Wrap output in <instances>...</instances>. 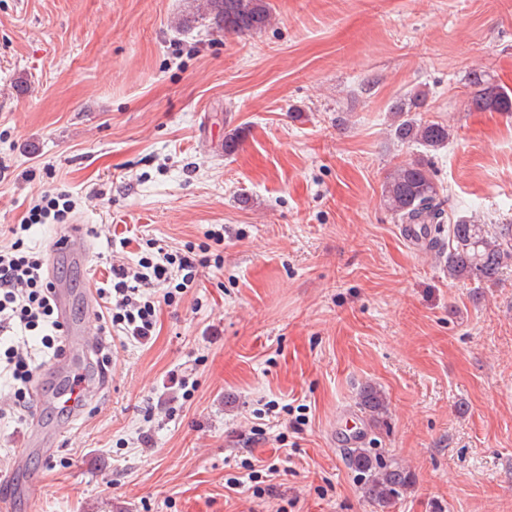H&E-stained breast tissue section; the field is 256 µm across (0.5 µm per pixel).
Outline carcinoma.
Instances as JSON below:
<instances>
[{
  "label": "carcinoma",
  "mask_w": 512,
  "mask_h": 512,
  "mask_svg": "<svg viewBox=\"0 0 512 512\" xmlns=\"http://www.w3.org/2000/svg\"><path fill=\"white\" fill-rule=\"evenodd\" d=\"M195 18L208 22L226 34L251 36L261 32L271 21L267 0H198ZM471 88L466 106L469 112H512V91L496 83L484 70L473 69L467 75ZM426 95L407 92L391 105L395 120L390 135L403 144L423 149L418 158L398 164L387 177L383 200L399 224H422L440 234L444 211L440 187L435 181L427 154L448 145L450 132L442 122L421 117ZM433 247L446 250L448 277L481 283L499 281L503 269L512 265V225L494 228L472 219H459L448 227V244L434 238ZM359 406L373 423L387 414L386 397L373 385L359 393ZM349 461L361 475L365 498L380 512H385L413 484L411 471L399 464L387 463L370 448L348 449Z\"/></svg>",
  "instance_id": "obj_1"
}]
</instances>
